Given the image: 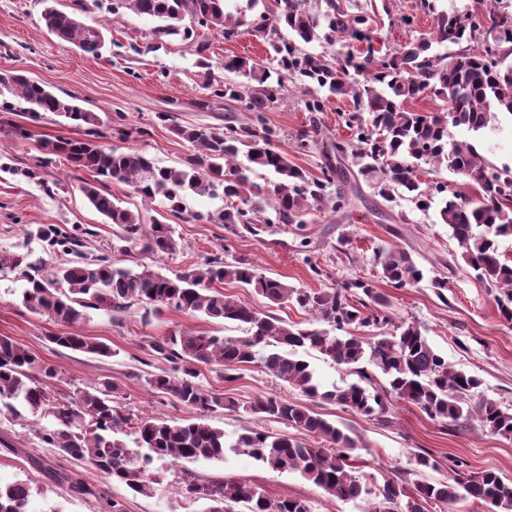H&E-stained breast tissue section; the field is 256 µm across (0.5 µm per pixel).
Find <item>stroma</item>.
Here are the masks:
<instances>
[{"label":"stroma","mask_w":512,"mask_h":512,"mask_svg":"<svg viewBox=\"0 0 512 512\" xmlns=\"http://www.w3.org/2000/svg\"><path fill=\"white\" fill-rule=\"evenodd\" d=\"M111 0H99V8L85 17L86 23L109 20L110 44L95 57L74 44L47 32L41 14L43 0H0V73L23 70L55 93L77 96L81 105L96 112L101 129L111 133L115 113L122 112L129 124L150 126L142 138L119 142L120 150L140 151L161 166L178 167L191 152L188 142L178 138L157 113H172L183 125L214 126L236 114L233 101L213 99L196 65L192 41L177 39L165 48L149 51L153 19L123 11L110 19ZM238 8L241 22L238 36L230 41L208 33L213 78L236 81L225 71V57L237 55L266 62L268 47L252 30L264 10L263 0H229ZM374 17L373 36L389 47L415 40L420 33L434 30L436 20L414 12L416 0H357ZM415 15L414 25L401 24V15ZM349 99L331 98L323 112L310 114L298 96L286 95L272 104L266 118L279 136L282 148L292 160L319 173L332 154L330 145L348 139L349 129L342 113L352 111ZM321 127L318 145L299 153L295 138L306 129L310 118ZM27 127L29 139L19 140L14 126ZM77 130L53 113L32 119L23 109L0 111V251H16L27 245L34 257H43V244L30 237V230L42 224H88L97 232V247L119 260L122 266L139 271L150 268L167 276L183 267L203 262L219 247L230 257L258 264L264 273L300 288L332 291L356 279L371 283L390 298L397 318L418 324L431 344L449 365L480 377L485 397L512 409V326L497 312L494 293L478 281L459 257L460 250L447 225L441 224L436 208L417 209L414 203H393L364 190L362 201L352 211L334 215L313 213L303 224H259L253 232L233 235L223 225L180 223L175 227L179 249L159 258L125 248L117 225L105 223L79 189L89 172L75 171L59 161L39 167L40 139L76 137ZM479 153L496 165H512V118H498L476 143ZM63 180L65 189L45 191L43 182ZM400 246L407 249L427 275L415 288H392L379 275L375 256L379 251ZM321 275H314L313 267ZM448 281L445 294H437L430 281ZM25 281L14 273L0 272V336H7L58 371L57 385L64 392L88 390L110 382L118 387V400L132 416L151 415L172 420H190L193 410L152 392L145 381L161 360L150 357V338H167L181 331L204 330L218 336L241 337L245 327L214 322L204 315L188 316L162 310L142 321V306H133L122 317L105 310H87L82 320L71 325L54 322L48 316L29 312L23 306ZM77 333L104 343L110 356L76 352L50 343V336ZM199 382L216 395H229L240 402L275 393L291 402H304L302 393L281 384L258 367L242 371L233 382H224L217 372L204 371ZM315 410L351 436L357 445L355 464L375 484L401 475L430 481L448 478L457 460L471 470L492 469L512 480V439H505L481 427L477 419L442 424L430 419L417 406L393 402L388 413L365 416L339 406L320 402ZM427 453L437 461L434 470L418 473L417 454ZM163 476V492L146 497L125 485L106 479L79 460L60 454L42 443L37 426L0 414V482L24 480L32 495L28 512H104L103 500H115L125 512H199L198 505L180 500L172 488L185 472L205 479L234 476L263 488L274 498H299L309 502L313 512H368L369 502L326 498L323 491L293 471H275L234 452L221 460L196 462L157 461ZM65 472L95 486L99 498L76 497L67 493L54 476Z\"/></svg>","instance_id":"obj_1"}]
</instances>
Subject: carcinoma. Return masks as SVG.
<instances>
[{
    "mask_svg": "<svg viewBox=\"0 0 512 512\" xmlns=\"http://www.w3.org/2000/svg\"><path fill=\"white\" fill-rule=\"evenodd\" d=\"M44 0L42 20L48 33L77 44L84 52L99 55L105 46V27L81 19L90 12L89 0H72L62 11ZM227 0H112V15L129 9L159 21L153 40L164 44L194 38L198 65L207 74L206 87L215 97L238 102L246 119L219 126H183L168 113L159 119L192 146L182 167H165L139 151H121L101 144L99 116L81 107L77 98L59 95L21 71L0 74V93L8 92L25 104L34 119L53 113L81 130L79 138H45L40 141L43 164L61 159L76 170L92 173L79 189L91 206L119 226L129 247L155 256L177 252L179 243L171 223L205 221L234 231L252 224H303L311 211L338 213L351 205L349 193L360 197L366 184L386 202L405 198L419 209L439 203L440 223L448 226L461 250L460 258L475 277L495 289L499 316L512 324V258L501 242L512 239V167L487 161L467 139H456L449 128L479 133L498 114L512 116V10L502 0H479L483 11L439 8V0H418L417 10L437 16L434 31L388 53L379 54L370 35L371 17L349 12L347 0H323L325 11L316 14L307 0H274L260 13L254 31L267 42L274 66H263L239 56L224 57V70L248 80L239 85L210 77L211 45L195 37V28L216 32L230 41L238 35V19L226 11ZM190 19L193 26L183 25ZM293 38H286L282 31ZM313 41L334 46L342 41L365 44L334 57L305 51ZM446 45L440 53L435 47ZM276 82H271L272 74ZM293 82L304 96L306 110L321 112L324 100L317 89L326 88L353 101L354 111L344 120L351 139L336 145L350 158L351 168L332 165L316 176L297 166L290 154L276 144L265 112L281 99L283 80ZM423 97L445 105L434 112L412 110L407 104ZM320 135L316 120L295 138V149L305 152ZM448 170L453 183L423 182L417 167ZM255 167L277 175L278 180L260 187L250 182ZM130 186L147 204L161 197L169 203L161 217L145 229L140 213L121 205L109 191L112 183ZM340 183L336 191L329 187ZM224 197L225 207L213 213H189L183 205L188 194ZM263 195L272 214L251 206V198ZM36 236L51 252L70 259L50 269L27 261L16 251L0 253V271L26 279L23 306L59 324H73L86 309H106L116 316L144 305L143 317L166 308L190 316L203 314L217 321L244 324L248 335L226 337L207 331H190L153 340V356L170 368L150 374L146 382L154 393L193 409L190 422L153 416L134 419L124 413L114 392L104 384L71 396L54 386L56 368L38 360L8 337H0V409L13 418L41 415L54 428L41 427L40 440L62 454L85 461L102 475L119 481L136 494L150 497L161 491L153 473V458L196 462L224 458V449L242 452L275 470L298 471L324 493L342 501L362 498L371 512H426L430 504H443L452 512L462 501L479 503L487 512H512V482L492 470L472 471L464 461L442 481L410 482L398 476L380 486L359 473L353 463V438L305 404H295L277 394L258 397L246 404L206 392L196 379L202 369L217 368L226 382L255 365L304 396L332 402L362 415L384 414L392 401L416 405L433 420L457 423L474 416L493 434L512 437V410L482 397V381L448 365L421 328L407 321L395 322L388 298L363 280L350 281L332 291L296 288L266 276L257 265L241 259L227 260L225 248L210 254L200 267L190 266L173 277L147 268L134 272L117 265L112 257L91 250L95 231L80 224H42ZM382 278L395 288H413L423 270L402 247L376 255ZM235 282L252 288L270 302L292 304L312 317V327L292 325L224 295L218 285ZM391 325L394 332L365 342L351 331L359 327ZM59 347L109 356L111 349L79 334L49 337ZM311 349L323 359L346 366L359 381L323 387L310 363L298 354ZM380 371L387 386L370 392L373 371ZM283 423L304 434L290 437L262 429L246 428L231 440L213 426L210 416L221 410ZM132 429L139 446L150 454L140 458L120 434ZM185 501L207 504L205 512H312L304 500L271 498L263 489L234 476L204 480L188 475L176 488ZM31 488L27 481L0 485V512H27Z\"/></svg>",
    "mask_w": 512,
    "mask_h": 512,
    "instance_id": "obj_1",
    "label": "carcinoma"
}]
</instances>
